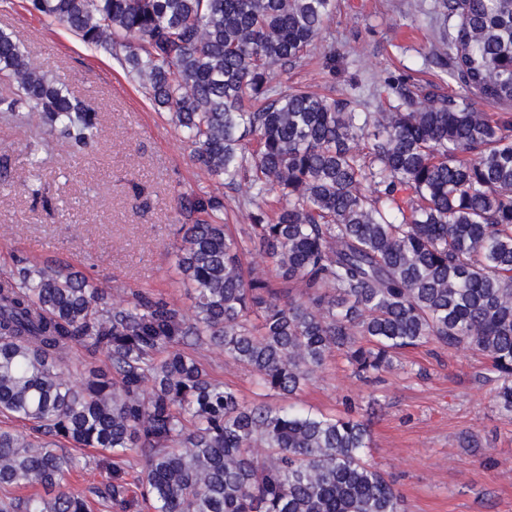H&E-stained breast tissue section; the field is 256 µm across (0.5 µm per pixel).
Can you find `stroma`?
<instances>
[{
	"label": "stroma",
	"mask_w": 512,
	"mask_h": 512,
	"mask_svg": "<svg viewBox=\"0 0 512 512\" xmlns=\"http://www.w3.org/2000/svg\"><path fill=\"white\" fill-rule=\"evenodd\" d=\"M435 0H337L309 57L275 82L355 100L363 112L397 102L392 84L433 81L456 89L436 62L443 47ZM0 28L31 50L94 108L102 126L92 153L74 154L35 130L0 119V275L16 257L72 265L114 298L148 290L189 306L174 271L186 218L179 198L216 191L182 133L154 108L116 53L84 44L62 25L0 7ZM488 361L473 348L426 343L374 382L343 359L293 396L297 407L340 414L356 403L368 421L369 459L393 482L407 512H512V419L494 402Z\"/></svg>",
	"instance_id": "stroma-1"
}]
</instances>
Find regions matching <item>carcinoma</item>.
Wrapping results in <instances>:
<instances>
[{"mask_svg":"<svg viewBox=\"0 0 512 512\" xmlns=\"http://www.w3.org/2000/svg\"><path fill=\"white\" fill-rule=\"evenodd\" d=\"M86 45L121 48L128 75L171 114L195 163L240 193L184 201L176 271L182 308L109 289L69 265L19 260L0 277V512H90L66 488L112 458L110 512H404L366 459L363 420L243 401L208 353L288 397L335 356L371 379L400 351L469 345L492 362L512 418V0H436L458 90L398 87V103L283 91L335 0H26ZM0 113L86 153L98 113L0 30ZM264 255L283 287L247 257ZM90 361L70 378L74 345ZM22 486L42 492L13 495ZM64 448H66V451H68L69 453L80 457L82 462L84 460L90 461V463H92L94 461L96 463L100 462L102 465V467L100 469V474L98 476L100 486L103 487L104 485L108 484V482L110 481L112 468L109 465V462L104 458V456L106 455L105 453H103L101 450L94 449V448L78 449V448H75L71 444H66V447H64Z\"/></svg>","mask_w":512,"mask_h":512,"instance_id":"cac0c4a2","label":"carcinoma"}]
</instances>
